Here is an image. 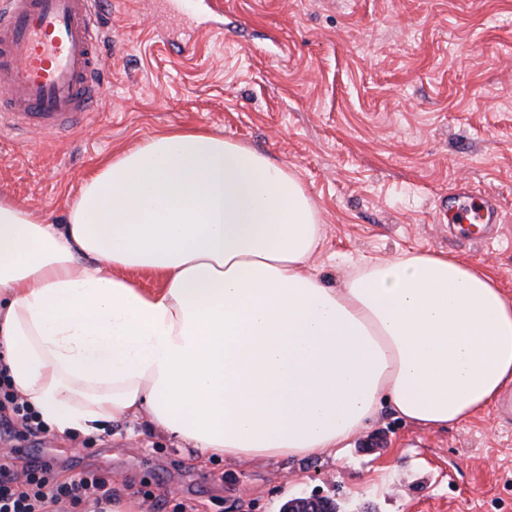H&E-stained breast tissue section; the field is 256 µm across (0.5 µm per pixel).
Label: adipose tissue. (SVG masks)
Listing matches in <instances>:
<instances>
[{
    "instance_id": "ef3b65f1",
    "label": "adipose tissue",
    "mask_w": 512,
    "mask_h": 512,
    "mask_svg": "<svg viewBox=\"0 0 512 512\" xmlns=\"http://www.w3.org/2000/svg\"><path fill=\"white\" fill-rule=\"evenodd\" d=\"M322 236L285 167L204 130L113 156L62 224L0 195V373L50 431L144 415L228 463L339 461L382 405L445 427L512 388L493 275L408 253L333 288L303 271Z\"/></svg>"
}]
</instances>
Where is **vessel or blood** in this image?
Returning a JSON list of instances; mask_svg holds the SVG:
<instances>
[{"instance_id":"b4317fda","label":"vessel or blood","mask_w":512,"mask_h":512,"mask_svg":"<svg viewBox=\"0 0 512 512\" xmlns=\"http://www.w3.org/2000/svg\"><path fill=\"white\" fill-rule=\"evenodd\" d=\"M101 0H0V112L20 127L77 125L105 93L98 78ZM439 219L484 240L501 212L462 187L441 204Z\"/></svg>"}]
</instances>
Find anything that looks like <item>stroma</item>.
<instances>
[{"label":"stroma","mask_w":512,"mask_h":512,"mask_svg":"<svg viewBox=\"0 0 512 512\" xmlns=\"http://www.w3.org/2000/svg\"><path fill=\"white\" fill-rule=\"evenodd\" d=\"M159 2L105 0L108 93L77 128L0 122L1 194L59 224L101 162L204 128L299 179L324 226L306 270L327 283L353 261L442 252L512 293V0H223V33L204 43V6L185 19ZM463 184L497 201L492 239L439 222ZM46 445L59 480L98 472L146 512H281L314 494L337 512H512V391L445 428L382 406L340 462L200 467L143 419Z\"/></svg>","instance_id":"stroma-1"}]
</instances>
